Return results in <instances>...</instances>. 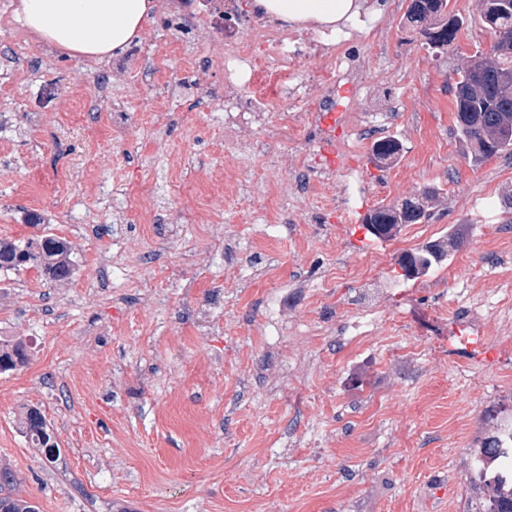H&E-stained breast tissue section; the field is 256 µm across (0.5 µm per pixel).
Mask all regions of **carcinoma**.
<instances>
[{"label":"carcinoma","instance_id":"obj_1","mask_svg":"<svg viewBox=\"0 0 512 512\" xmlns=\"http://www.w3.org/2000/svg\"><path fill=\"white\" fill-rule=\"evenodd\" d=\"M481 18L490 30L492 42L487 52H477L466 67L456 70L454 93L457 124L455 135L469 149L471 162L479 165L505 151H512V85L501 82V76L512 73V0H481ZM407 21L416 27L423 44L435 54H442L457 39L464 24L462 18L448 16V0H410L405 13ZM400 151L394 137L377 142L374 155L387 161ZM433 188L410 198L414 211L407 208L379 205L370 210L364 221L390 225L380 239L392 237L399 224H418L429 216L436 199ZM419 264V275H425L448 259V249L441 244L427 246L412 253ZM27 264L40 274L57 282H65L75 274L71 246L65 239L46 235L35 243L24 244L10 238H0V272L16 270ZM26 345L21 342L0 345V371L13 370L28 360ZM21 433L32 447L47 460H52L58 445L45 416L35 406L27 408L21 420ZM493 485V495L483 499L480 512H512V483L501 478L485 481ZM0 512H39L34 502L10 495L0 496Z\"/></svg>","mask_w":512,"mask_h":512}]
</instances>
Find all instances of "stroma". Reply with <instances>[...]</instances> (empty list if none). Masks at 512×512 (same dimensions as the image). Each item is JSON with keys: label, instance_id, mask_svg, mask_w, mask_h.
Returning <instances> with one entry per match:
<instances>
[{"label": "stroma", "instance_id": "stroma-1", "mask_svg": "<svg viewBox=\"0 0 512 512\" xmlns=\"http://www.w3.org/2000/svg\"><path fill=\"white\" fill-rule=\"evenodd\" d=\"M173 2L101 64L41 44L0 0V59L37 73L0 70V238H65L76 264L63 283L0 272V342L30 352L0 373L10 492L41 512H472V453L512 418V331L487 320L493 364L448 352L470 299L512 305V152L476 165L454 134V72L491 42L480 0H448L465 24L441 56L408 0H382V34L347 50L386 93L345 89L346 166L303 195L298 150L319 149L306 118L270 137L272 105L251 130L260 151L227 150L219 34L197 25L185 60ZM385 136L401 151L379 164ZM429 187V219L387 241L365 230V212ZM453 239L445 263L403 277L402 253ZM361 303L377 313L367 336L351 330ZM33 405L50 462L20 431Z\"/></svg>", "mask_w": 512, "mask_h": 512}]
</instances>
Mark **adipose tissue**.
<instances>
[{"instance_id": "ef3b65f1", "label": "adipose tissue", "mask_w": 512, "mask_h": 512, "mask_svg": "<svg viewBox=\"0 0 512 512\" xmlns=\"http://www.w3.org/2000/svg\"><path fill=\"white\" fill-rule=\"evenodd\" d=\"M279 20L333 27L362 8V0H253ZM157 0H20L25 27L81 60L102 61L123 50L157 8Z\"/></svg>"}]
</instances>
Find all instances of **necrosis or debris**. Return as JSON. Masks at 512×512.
<instances>
[{
    "label": "necrosis or debris",
    "instance_id": "obj_1",
    "mask_svg": "<svg viewBox=\"0 0 512 512\" xmlns=\"http://www.w3.org/2000/svg\"><path fill=\"white\" fill-rule=\"evenodd\" d=\"M207 25L224 33L220 44L224 57V138L241 154L256 152L257 144L241 140L240 127L260 122L271 99L301 103L306 117L324 130L322 116L339 111L338 89L353 85L365 67L354 56L340 52L353 33L360 28L380 33L379 22L360 18L333 33L308 34L285 30L282 22L259 11L244 12L238 0H211L204 14ZM248 38H241V31ZM323 61L312 74H301L291 68L292 62L308 57Z\"/></svg>",
    "mask_w": 512,
    "mask_h": 512
}]
</instances>
